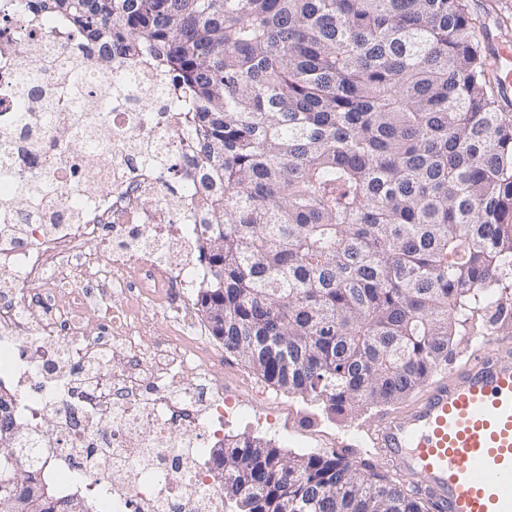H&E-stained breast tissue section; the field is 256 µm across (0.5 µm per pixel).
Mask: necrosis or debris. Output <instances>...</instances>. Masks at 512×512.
Returning a JSON list of instances; mask_svg holds the SVG:
<instances>
[{"label": "necrosis or debris", "instance_id": "4bbe7bcc", "mask_svg": "<svg viewBox=\"0 0 512 512\" xmlns=\"http://www.w3.org/2000/svg\"><path fill=\"white\" fill-rule=\"evenodd\" d=\"M115 73L60 18L0 0V381L20 393L22 462L58 491L85 485L99 512H223L207 448L235 398L193 303L206 195L166 79L131 62L124 94H100ZM32 177L54 191L11 208Z\"/></svg>", "mask_w": 512, "mask_h": 512}]
</instances>
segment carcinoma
<instances>
[{
    "label": "carcinoma",
    "mask_w": 512,
    "mask_h": 512,
    "mask_svg": "<svg viewBox=\"0 0 512 512\" xmlns=\"http://www.w3.org/2000/svg\"><path fill=\"white\" fill-rule=\"evenodd\" d=\"M165 73L192 133L210 335L330 418L448 368L512 288V113L466 0H20ZM45 179L20 185L17 205ZM0 509L64 512L19 454ZM235 512H432L336 453L216 449Z\"/></svg>",
    "instance_id": "obj_1"
}]
</instances>
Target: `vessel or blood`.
Wrapping results in <instances>:
<instances>
[{
    "label": "vessel or blood",
    "mask_w": 512,
    "mask_h": 512,
    "mask_svg": "<svg viewBox=\"0 0 512 512\" xmlns=\"http://www.w3.org/2000/svg\"><path fill=\"white\" fill-rule=\"evenodd\" d=\"M436 512H512V337H484L372 432Z\"/></svg>",
    "instance_id": "1"
}]
</instances>
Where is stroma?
<instances>
[{
	"label": "stroma",
	"instance_id": "1",
	"mask_svg": "<svg viewBox=\"0 0 512 512\" xmlns=\"http://www.w3.org/2000/svg\"><path fill=\"white\" fill-rule=\"evenodd\" d=\"M469 9L485 16V49L495 44L512 42V24L499 25L498 17H512V0H467ZM493 6V13H485V6ZM248 384L250 392L241 402L244 418L227 422L225 434H251L270 440L273 445L288 452H336L347 458L382 469L375 450L367 436L368 428L380 417L381 408L375 407L361 416L327 419L319 405L306 403L298 396L273 389L241 360L232 355L224 357V385L229 393H238L241 384Z\"/></svg>",
	"mask_w": 512,
	"mask_h": 512
}]
</instances>
